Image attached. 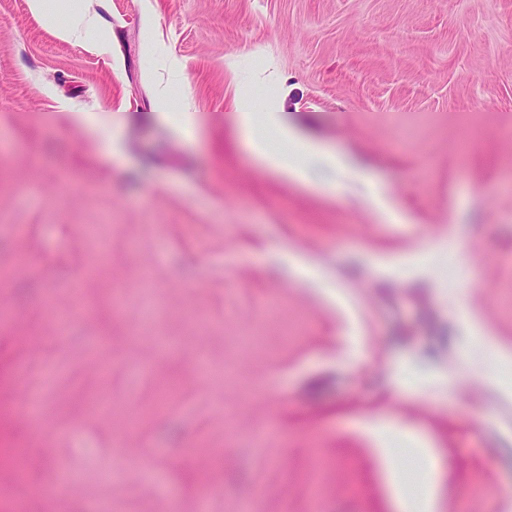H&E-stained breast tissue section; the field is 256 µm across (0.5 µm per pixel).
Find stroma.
I'll return each mask as SVG.
<instances>
[{
    "mask_svg": "<svg viewBox=\"0 0 512 512\" xmlns=\"http://www.w3.org/2000/svg\"><path fill=\"white\" fill-rule=\"evenodd\" d=\"M84 9L0 0V512H397L402 427L436 512H495L512 0ZM31 11L41 17L47 25L54 28L57 33L67 39L76 38L79 32V24L85 19V16L80 10L79 1L62 0L56 1L57 12L50 14L45 10V1L43 0H29ZM62 14L71 17L72 23L65 26L57 24V15ZM268 156L266 157L269 164L272 168L288 173V175L300 182H313L304 168H300L290 161H288V157L281 152L277 151H268L266 152ZM425 462V479L421 487L417 501L421 502V510L424 512L436 511V493L439 478V465L433 448H413Z\"/></svg>",
    "mask_w": 512,
    "mask_h": 512,
    "instance_id": "1",
    "label": "stroma"
}]
</instances>
